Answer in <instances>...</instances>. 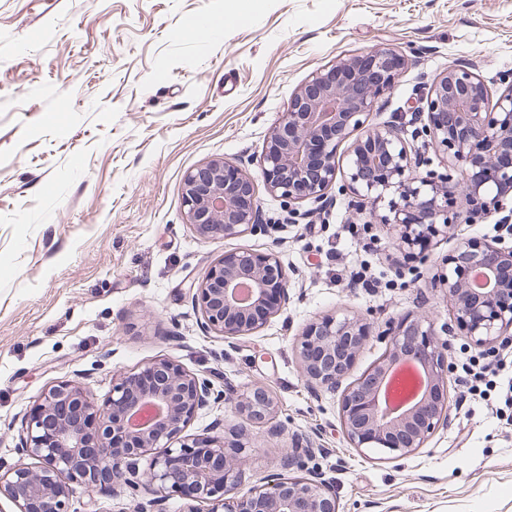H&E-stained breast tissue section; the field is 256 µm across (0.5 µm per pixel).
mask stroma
<instances>
[{
	"instance_id": "1",
	"label": "stroma",
	"mask_w": 512,
	"mask_h": 512,
	"mask_svg": "<svg viewBox=\"0 0 512 512\" xmlns=\"http://www.w3.org/2000/svg\"><path fill=\"white\" fill-rule=\"evenodd\" d=\"M0 0V462L45 387L85 375L97 399L120 372L170 358L235 388L261 386L275 424L320 429L339 512H512V365L466 390L459 371L512 358L460 336L448 354V426L395 461L351 448L340 394L315 393L297 357L305 326L349 309L384 330L408 312L449 322L435 280L452 242L419 264L368 225L348 194L311 222H287L260 192L275 238L199 236L182 181L204 161L245 160L261 180L266 135L318 67L379 47L408 65L373 123L410 119L458 63L492 93L512 71V0ZM208 16L212 30L195 31ZM276 246L292 300L264 329L225 346L199 326L188 288L225 252ZM244 486L286 449L252 429Z\"/></svg>"
}]
</instances>
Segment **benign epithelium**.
<instances>
[{"label":"benign epithelium","mask_w":512,"mask_h":512,"mask_svg":"<svg viewBox=\"0 0 512 512\" xmlns=\"http://www.w3.org/2000/svg\"><path fill=\"white\" fill-rule=\"evenodd\" d=\"M405 64L398 51L376 48L312 71L264 141L266 190L281 200L289 218L303 219L307 213L299 204L311 201L324 209L340 175L341 189L383 205L377 218L389 226L392 245L422 261L457 224L501 213L499 224L512 231V163L500 162L512 152V74L501 78L506 89L493 102L475 73L452 67L428 88L421 128L370 127L378 100L391 92ZM421 136L446 157L445 172L420 171ZM346 142L341 170L336 154ZM460 195L467 200L464 210L457 208ZM182 199L187 223L203 237L269 236L274 229L257 223L251 177L221 159L185 175ZM477 273L485 284L475 283ZM437 280L452 310L450 322L438 331L423 316H402L387 329L384 356L344 389L340 418L351 447L400 460L448 425L455 366L448 361V340L439 334L464 336L486 353L512 342V246L500 238H463L445 256ZM189 294L201 328L232 344L287 308L289 275L274 249H244L210 265ZM371 340L372 327L361 315H327L309 323L299 346L307 382L336 392ZM398 359L419 364L426 383L414 401L392 407L386 385ZM221 403L240 417L241 431L268 423L277 409L263 387H219L172 359L121 375L101 403L83 383L60 381L30 408L20 457L0 472V495L11 498L17 512H73L75 485L129 498L135 512H166V501L174 497L184 500L182 512H200L203 503L214 512H339L313 432L292 434L280 471L241 491L246 444L229 453L215 436L186 433L200 411Z\"/></svg>","instance_id":"7a95c632"}]
</instances>
